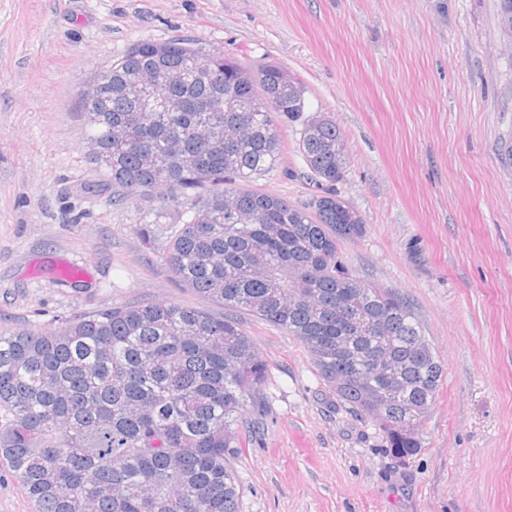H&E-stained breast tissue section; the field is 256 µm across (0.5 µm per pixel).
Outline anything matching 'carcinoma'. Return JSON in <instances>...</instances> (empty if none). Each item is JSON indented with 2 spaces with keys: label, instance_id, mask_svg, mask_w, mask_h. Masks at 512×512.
I'll return each instance as SVG.
<instances>
[{
  "label": "carcinoma",
  "instance_id": "cac0c4a2",
  "mask_svg": "<svg viewBox=\"0 0 512 512\" xmlns=\"http://www.w3.org/2000/svg\"><path fill=\"white\" fill-rule=\"evenodd\" d=\"M499 23L512 45V0H500ZM154 66L172 75L168 112L125 93L132 72ZM101 76L107 95L81 107L113 197L164 189L191 199L166 256L179 282L322 350L319 376L362 417L377 393L399 389L395 405L369 417L395 458L415 456L419 433L403 425L413 411L427 416L444 367L406 300L346 268L340 243L366 233L363 219L333 191L296 205L241 187L275 164L281 128L295 123L310 172L342 180L336 123L304 119L284 68L249 70L184 39L161 54L138 42ZM353 310L381 339L347 328ZM266 373L235 320L174 303L112 305L53 332H0V458L36 512H240L226 455Z\"/></svg>",
  "mask_w": 512,
  "mask_h": 512
}]
</instances>
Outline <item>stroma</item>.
<instances>
[{
  "label": "stroma",
  "mask_w": 512,
  "mask_h": 512,
  "mask_svg": "<svg viewBox=\"0 0 512 512\" xmlns=\"http://www.w3.org/2000/svg\"><path fill=\"white\" fill-rule=\"evenodd\" d=\"M499 0H0V331L115 304L228 314L165 262L190 201L112 199L79 91L134 43L189 40L285 67L342 131L337 194L362 216L341 254L399 293L445 368L399 462L287 330L230 312L268 368L230 458L241 512H512V49ZM250 189L323 194L282 130Z\"/></svg>",
  "instance_id": "1"
}]
</instances>
